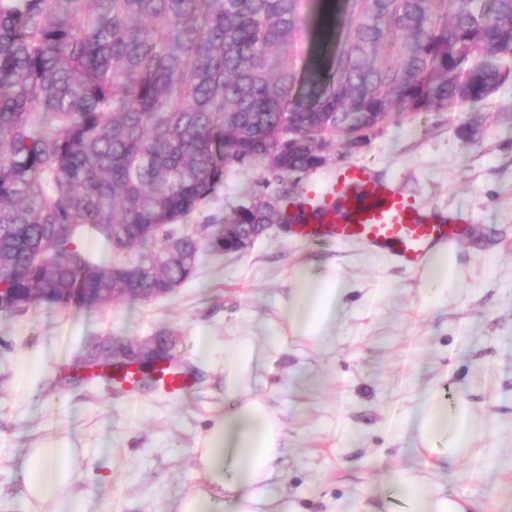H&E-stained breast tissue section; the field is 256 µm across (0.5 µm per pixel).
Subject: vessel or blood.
<instances>
[{
	"instance_id": "1",
	"label": "vessel or blood",
	"mask_w": 512,
	"mask_h": 512,
	"mask_svg": "<svg viewBox=\"0 0 512 512\" xmlns=\"http://www.w3.org/2000/svg\"><path fill=\"white\" fill-rule=\"evenodd\" d=\"M320 207L312 219L292 225V233L306 240H359L411 271L422 265L436 245L453 244L468 232L467 226L446 223L420 210L361 165L337 175Z\"/></svg>"
}]
</instances>
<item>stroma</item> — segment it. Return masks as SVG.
<instances>
[{"instance_id": "1", "label": "stroma", "mask_w": 512, "mask_h": 512, "mask_svg": "<svg viewBox=\"0 0 512 512\" xmlns=\"http://www.w3.org/2000/svg\"><path fill=\"white\" fill-rule=\"evenodd\" d=\"M484 113L471 142L456 132L464 111L388 114L359 146L337 134L327 163L298 178V194H318L340 170L365 165L416 205L465 217L461 280L439 305L423 306L419 273L389 255L359 242L309 243L278 224L240 252H200L190 280L149 302L0 311V512H27L26 451L52 441L83 449L75 493L101 512H172L195 483L194 448L235 405L224 394L225 341L275 334L294 269L325 259L354 289L346 319L330 342L289 339L247 381L282 426L281 475L267 490L277 512H385L386 480L399 469L424 489L475 490L486 512H512V84ZM264 174L228 168L219 198L191 223L276 193L278 184L261 186ZM200 328L210 338L204 358L192 342ZM159 331L176 338L191 378L184 391L61 383L97 338ZM31 353L44 368L20 378L18 362ZM430 397L465 404L473 428L468 448L441 469L425 466L402 435Z\"/></svg>"}]
</instances>
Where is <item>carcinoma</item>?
I'll use <instances>...</instances> for the list:
<instances>
[{
  "label": "carcinoma",
  "instance_id": "obj_1",
  "mask_svg": "<svg viewBox=\"0 0 512 512\" xmlns=\"http://www.w3.org/2000/svg\"><path fill=\"white\" fill-rule=\"evenodd\" d=\"M299 0H0V288H128L149 299L192 278L187 219L228 167L281 185L224 216L257 238L292 224L269 201L326 163L338 133L395 110L484 103L512 84V0H362L344 47L318 35L299 80ZM154 227L160 251L130 253ZM103 237L109 265L84 246Z\"/></svg>",
  "mask_w": 512,
  "mask_h": 512
}]
</instances>
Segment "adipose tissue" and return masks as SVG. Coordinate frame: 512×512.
I'll list each match as a JSON object with an SVG mask.
<instances>
[{
	"instance_id": "adipose-tissue-1",
	"label": "adipose tissue",
	"mask_w": 512,
	"mask_h": 512,
	"mask_svg": "<svg viewBox=\"0 0 512 512\" xmlns=\"http://www.w3.org/2000/svg\"><path fill=\"white\" fill-rule=\"evenodd\" d=\"M453 265L447 246L430 253L420 286L425 306L435 305L443 290L454 286ZM294 281L284 311L289 325L300 335L327 342L347 316L348 280L326 263L318 272L296 267ZM279 346L275 336L267 337L262 348L249 336L225 345L224 391L238 397L239 404L208 429L197 450L198 483L179 500L177 512H259L262 485L277 468L282 433L265 401L248 395L244 384L264 364L268 352ZM404 429L421 456L450 461L460 454L469 434V410L463 405L451 410L429 399L406 421ZM78 458L77 449L64 445L28 449L22 468L28 504L40 506L42 512H78L72 494L80 476ZM415 483L407 471L389 477L394 512H483L476 495L432 496L416 492ZM216 488L223 489V500L213 497Z\"/></svg>"
}]
</instances>
